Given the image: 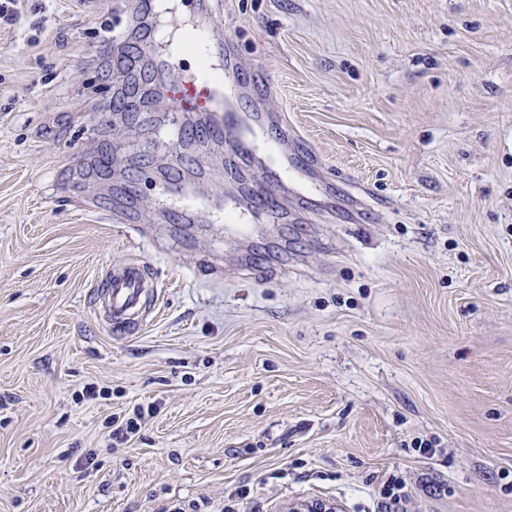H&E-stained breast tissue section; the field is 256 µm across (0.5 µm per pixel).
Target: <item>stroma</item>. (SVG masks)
Instances as JSON below:
<instances>
[{
  "label": "stroma",
  "instance_id": "35a3bbf8",
  "mask_svg": "<svg viewBox=\"0 0 512 512\" xmlns=\"http://www.w3.org/2000/svg\"><path fill=\"white\" fill-rule=\"evenodd\" d=\"M203 3L319 158L299 219L246 215L254 269L163 188L217 211L266 167L158 137L193 117L152 93L179 66L143 55L141 0L0 25V512H381L391 476L406 512H512V0ZM130 260L163 300L120 333L92 290Z\"/></svg>",
  "mask_w": 512,
  "mask_h": 512
}]
</instances>
